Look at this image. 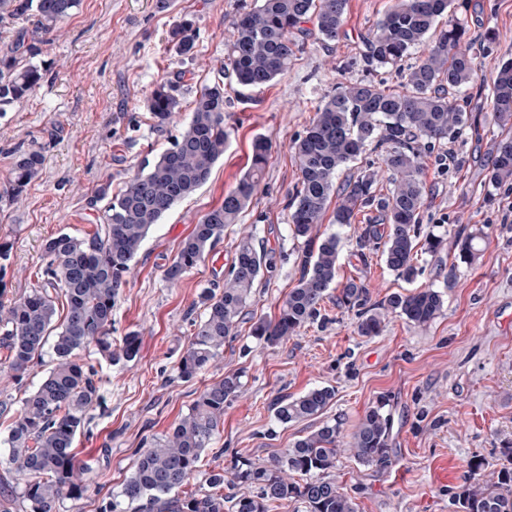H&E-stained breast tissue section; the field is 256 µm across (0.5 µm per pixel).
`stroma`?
Instances as JSON below:
<instances>
[{
  "mask_svg": "<svg viewBox=\"0 0 512 512\" xmlns=\"http://www.w3.org/2000/svg\"><path fill=\"white\" fill-rule=\"evenodd\" d=\"M391 0H348L343 29L333 42L306 39L287 74L260 89L224 83V155L206 182L179 201L149 231L137 262L112 309V335L138 332L135 361L109 363L95 350L82 352L102 375L101 400L76 441L80 459L93 468L100 492L66 501L64 512H98L101 501L118 497L134 469L139 449L165 434L187 413L204 382L242 375L245 392L224 409L216 447L205 452L201 473L188 488L207 490L211 472L234 454L264 463L323 420L339 419L351 433L364 410L386 399L393 427L392 463L380 468L339 457L335 475L354 496L358 512H456L452 496L479 462L496 464L512 445V217L506 202L512 189L488 192L499 129L490 90L472 83L457 96L471 121L453 142L424 156V201L420 222L445 239L436 256L419 254L413 281L387 269L381 246H360L366 225L382 214L362 208L353 224L324 221L318 235L340 237L339 282L364 283L372 301L418 288L445 293L440 315L418 327L390 317L375 336L359 335L358 312L328 296L314 321L287 341L268 347L249 337V325L273 317L298 278L297 240L286 204L299 177L292 149L321 100L341 82L370 80L399 88L398 69L366 71L363 39ZM242 0H80L61 21L35 62L44 80L34 95L0 116V182L8 176L17 147L41 149L45 162L24 201L0 210V242L11 256L6 279L11 294L38 287L41 255L58 232H92L101 223V184L119 191L129 177L183 129L200 90L218 81V71ZM193 17L197 54L188 58L166 44L170 26ZM451 17L465 21L479 69L512 56V0H453ZM183 73L181 110L167 133L153 129L145 98L156 80ZM272 151L257 193L238 223L204 262L175 283L164 277L180 242L198 220L222 203L250 166L257 137ZM480 227L481 253L469 266L453 267L456 231ZM253 231L272 266L256 281L238 336L227 341L217 367L204 377L181 379L177 358L203 309L198 293L220 288L232 264L235 243ZM454 282H447L448 273ZM330 386L336 392L322 417L277 423V398Z\"/></svg>",
  "mask_w": 512,
  "mask_h": 512,
  "instance_id": "obj_1",
  "label": "stroma"
}]
</instances>
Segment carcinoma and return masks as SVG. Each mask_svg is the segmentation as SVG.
I'll use <instances>...</instances> for the list:
<instances>
[{"instance_id": "cac0c4a2", "label": "carcinoma", "mask_w": 512, "mask_h": 512, "mask_svg": "<svg viewBox=\"0 0 512 512\" xmlns=\"http://www.w3.org/2000/svg\"><path fill=\"white\" fill-rule=\"evenodd\" d=\"M79 4L80 0H0L1 22L32 19L36 25L34 33L18 27L11 44L0 48V114L27 100L40 86L44 73L31 59L40 55L41 45L57 24ZM451 5L452 0H394L365 40L364 63L369 70L394 67L420 45L425 46L422 58L402 75L398 89L366 80L338 84L294 141L300 177L286 208L294 235L303 239L296 257L298 278L274 318L259 319L250 327L258 342L276 346L288 340L316 316L329 290L338 285V236L312 235L333 195L338 225L354 223L360 208L368 205L384 212L387 224L365 228L360 246L381 240L390 271L407 281L418 275V215L424 193L421 147L431 149L451 140L466 126L468 116L450 94L478 78L490 87V105L501 129L488 185H512V58H503L489 74L478 75L466 39L467 25L459 19L448 20V27L427 40ZM346 9L347 0H255L254 6L243 7L234 23L222 75L249 89L268 85L288 72L295 48L310 34L304 23L315 19L317 36L334 41ZM167 43L179 55H194V21L186 16L176 20ZM24 57L30 61L22 63ZM181 79L180 74L160 79L146 99L158 128L170 124L181 110L177 95ZM226 142L220 79L200 91L185 128L148 171L134 174L115 195L108 184L97 189L96 200L106 201L100 227L83 237L61 231L45 242L38 287L8 297L10 247L0 243V348L6 351L0 375L19 385L45 350L51 354V368L25 393L13 415L6 464L16 476V487L9 494L0 492V512H60L65 501L81 499L94 489L92 468L78 457L75 439L101 398V380L79 352L93 346L110 362L137 359L138 333L129 332L120 343H112V307L151 227L208 179L213 165L224 156ZM270 151L268 140H255L249 171L182 240L165 270L166 280L179 281L205 260L224 236L226 225L238 223L259 187ZM367 151L382 157L387 194L375 195L379 172L370 168L336 188L338 172ZM43 161L39 149L16 150L10 176L0 187V208L23 199ZM254 239L251 230L238 238L224 288L201 290L198 304L204 316L194 323L175 364L181 378L191 380L209 370L223 354L226 340L237 335L247 299L268 264V254L256 248ZM480 239L476 232H460L455 260L472 263ZM57 290L65 297L67 313L55 328L53 292ZM368 298V288L352 280L340 289L339 303L353 308L366 304ZM444 303V293L434 288L392 294L363 312L357 329L362 336H375L390 316L425 327ZM243 394L244 384L236 373L206 384L167 433L139 450L120 491L123 501L135 506L136 512H224V474L228 473L233 483L256 489L254 495L233 499L234 512H269L271 504L283 500L300 504L303 512H358L355 498L336 481L333 470L343 454L368 466L388 464L392 421L383 401L365 410L345 448L339 447L342 423L326 421L271 461L256 463L235 456L228 468L209 476L210 490L180 494L220 435L224 407ZM334 398L335 391L328 386L283 398L274 408L275 420L288 424L317 418ZM501 455L502 463L478 478L468 476L457 487L458 512H512V447L502 449Z\"/></svg>"}]
</instances>
